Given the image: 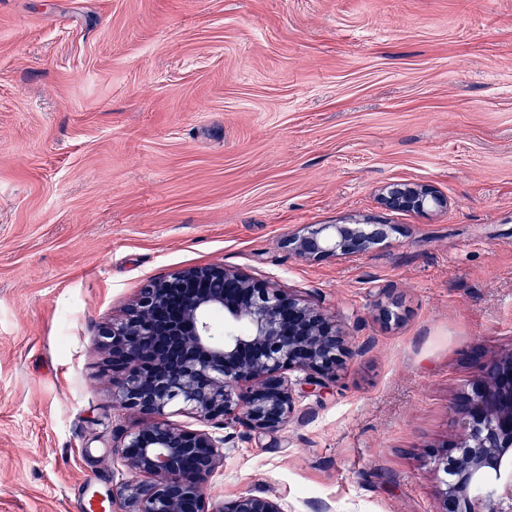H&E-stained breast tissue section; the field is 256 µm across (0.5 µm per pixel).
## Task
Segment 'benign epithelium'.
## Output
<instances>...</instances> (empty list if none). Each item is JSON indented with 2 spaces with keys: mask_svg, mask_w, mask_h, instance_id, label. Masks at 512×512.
<instances>
[{
  "mask_svg": "<svg viewBox=\"0 0 512 512\" xmlns=\"http://www.w3.org/2000/svg\"><path fill=\"white\" fill-rule=\"evenodd\" d=\"M382 204L423 212L447 205L430 184L385 186ZM387 224H329L288 239L302 259L349 256L388 236ZM94 344L120 374L114 397L154 418L127 435L119 454L136 479L120 485L124 512H282L277 501L244 492L206 507V486L224 460V438L165 420L188 412L204 424L243 423L272 434L290 419L294 390L286 374L321 387L346 353L336 319L290 290L274 288L220 264L154 279L125 318L102 327ZM478 373L455 404L459 438L433 451L441 474L439 512H512V353L469 355ZM494 482L472 493L481 476Z\"/></svg>",
  "mask_w": 512,
  "mask_h": 512,
  "instance_id": "benign-epithelium-1",
  "label": "benign epithelium"
}]
</instances>
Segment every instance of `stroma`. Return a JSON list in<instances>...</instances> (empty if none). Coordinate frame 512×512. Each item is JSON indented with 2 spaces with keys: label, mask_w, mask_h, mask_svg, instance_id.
I'll use <instances>...</instances> for the list:
<instances>
[{
  "label": "stroma",
  "mask_w": 512,
  "mask_h": 512,
  "mask_svg": "<svg viewBox=\"0 0 512 512\" xmlns=\"http://www.w3.org/2000/svg\"><path fill=\"white\" fill-rule=\"evenodd\" d=\"M402 181L447 206L386 208ZM365 222L391 231L358 255L287 246ZM203 264L351 350L319 391L290 374L280 432L213 426L209 503L437 512L465 357L512 352V0H0V512H113L145 418L94 337Z\"/></svg>",
  "instance_id": "35a3bbf8"
}]
</instances>
